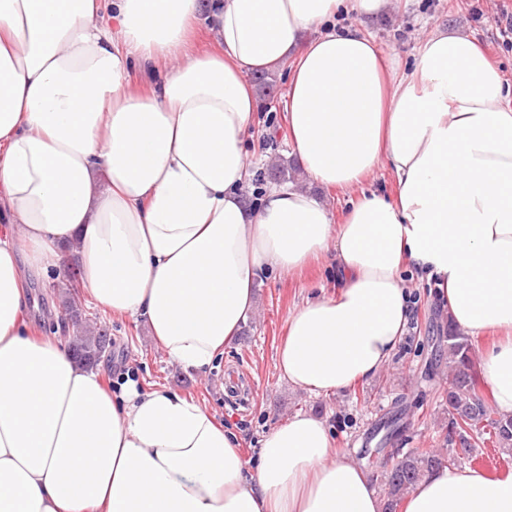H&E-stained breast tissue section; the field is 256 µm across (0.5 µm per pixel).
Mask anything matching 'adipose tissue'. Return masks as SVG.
Wrapping results in <instances>:
<instances>
[{"mask_svg": "<svg viewBox=\"0 0 512 512\" xmlns=\"http://www.w3.org/2000/svg\"><path fill=\"white\" fill-rule=\"evenodd\" d=\"M391 0H0V512H383L322 419L240 439L167 389H111L27 321L26 285L78 258L113 317L169 359L211 365L255 306L261 269L332 254L334 295L291 313L288 382L329 394L373 378L411 317L403 272L435 281L512 417V84L440 26L397 70L362 27ZM209 14L215 47L191 41ZM356 24L337 27L340 14ZM152 74L147 88L134 65ZM289 66L291 144L310 179L360 189L341 220L310 191L251 202L250 70ZM389 166L391 195L364 192ZM403 512H512V473L442 467Z\"/></svg>", "mask_w": 512, "mask_h": 512, "instance_id": "adipose-tissue-1", "label": "adipose tissue"}]
</instances>
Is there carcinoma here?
I'll return each instance as SVG.
<instances>
[{
  "mask_svg": "<svg viewBox=\"0 0 512 512\" xmlns=\"http://www.w3.org/2000/svg\"><path fill=\"white\" fill-rule=\"evenodd\" d=\"M70 322L76 329L71 347L76 359L91 365L105 351L100 331L87 324L76 303L68 307ZM448 347V432L444 443L456 441L471 448L488 443L503 450L512 449V418H503L476 391V372L469 339L455 325L448 324V335L442 337ZM397 461L383 474L385 512H397L407 493L430 471L446 464L453 465V456L445 457L431 448H413L396 453Z\"/></svg>",
  "mask_w": 512,
  "mask_h": 512,
  "instance_id": "1",
  "label": "carcinoma"
}]
</instances>
